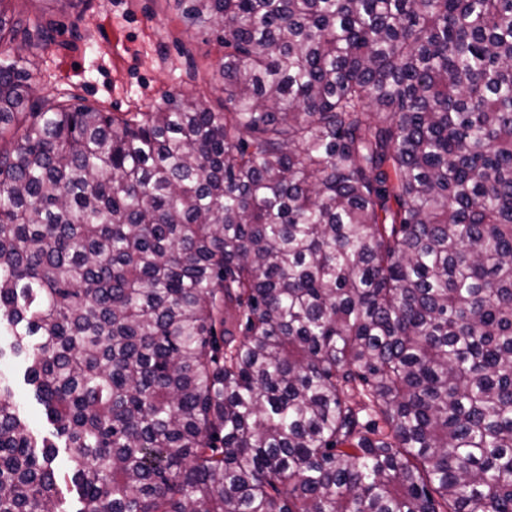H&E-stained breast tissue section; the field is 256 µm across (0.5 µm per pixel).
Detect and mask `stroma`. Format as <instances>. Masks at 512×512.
I'll return each mask as SVG.
<instances>
[{
    "mask_svg": "<svg viewBox=\"0 0 512 512\" xmlns=\"http://www.w3.org/2000/svg\"><path fill=\"white\" fill-rule=\"evenodd\" d=\"M0 10L15 19L41 14L53 37L32 58L34 97L74 93L110 112H146L183 90L222 109L214 77L224 55L218 33L186 24L175 0H82L70 8L57 0H0ZM10 343L0 336V370L11 375L32 428L51 436L24 381L26 362Z\"/></svg>",
    "mask_w": 512,
    "mask_h": 512,
    "instance_id": "obj_1",
    "label": "stroma"
}]
</instances>
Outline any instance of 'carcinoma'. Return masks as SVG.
I'll use <instances>...</instances> for the list:
<instances>
[{
	"mask_svg": "<svg viewBox=\"0 0 512 512\" xmlns=\"http://www.w3.org/2000/svg\"><path fill=\"white\" fill-rule=\"evenodd\" d=\"M224 111L31 101L0 10V512H512V0H176ZM10 343L9 336H0V349L3 354L1 358L2 370L12 376L16 393L26 408L32 428L42 436L57 442V439L52 435L53 427L47 423L42 407L33 399L29 392V386L24 381L27 364L23 357H17L12 353Z\"/></svg>",
	"mask_w": 512,
	"mask_h": 512,
	"instance_id": "obj_1",
	"label": "carcinoma"
}]
</instances>
